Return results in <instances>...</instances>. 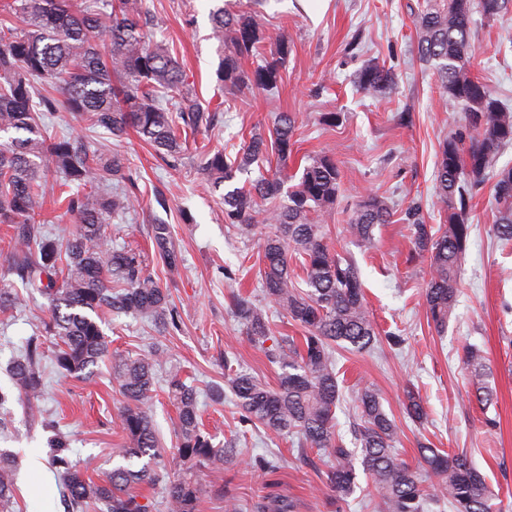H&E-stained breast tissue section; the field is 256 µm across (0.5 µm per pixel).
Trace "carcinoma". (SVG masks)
<instances>
[{
    "instance_id": "cac0c4a2",
    "label": "carcinoma",
    "mask_w": 512,
    "mask_h": 512,
    "mask_svg": "<svg viewBox=\"0 0 512 512\" xmlns=\"http://www.w3.org/2000/svg\"><path fill=\"white\" fill-rule=\"evenodd\" d=\"M511 6L512 0H425L417 16L418 54L437 72L442 94L462 105L472 131L466 147L455 137L440 146L433 206L444 224L436 228L426 223L416 202L405 212L413 256L429 264L425 301L437 329L448 325L456 306L459 267L471 234L470 203L488 181L493 182L497 205L492 231L512 242V166H498L501 151L512 146V111L470 69L476 50L472 15L477 11L494 20ZM0 11L22 20L20 26L0 20V132L25 133L0 143V224L12 229L10 270L49 301L47 318L12 362L13 387L31 411L38 410L44 387L43 345L51 336L57 340L53 362L64 376L92 383L99 361H111L113 380L126 400L120 414L125 442L115 455L126 464L95 480L89 475L95 470L93 460L78 465L56 455L69 512H151V504L139 501L142 485L161 487L168 512H198L205 494L201 475L233 464L237 450L214 445L204 433L196 392L179 370L166 367L162 347L135 358L110 351L99 323L102 314L149 317L167 330L175 327L173 310L167 291L145 274L141 254L112 246L108 219L134 205L126 188L124 159L51 132L44 113L62 107L115 138L133 131L173 166L185 155L177 131L205 132L213 127L216 113L193 94L170 46L146 38L150 18L143 0H4ZM210 20L218 41L216 74L224 91L276 89L292 52L288 34L280 33L265 64L248 73L243 60L259 54L267 39L258 11L218 7ZM356 83L364 94L375 96L391 88L393 72L369 62L357 73ZM294 129V119L283 112L268 134L253 133L235 155L211 150L198 166L207 188L226 187L225 223L243 234L262 236L259 274L264 294L303 330L300 336L273 335L263 311L231 292L229 308L248 340L281 369L277 387L269 388L224 360V385L234 396L241 422L295 438L300 460L312 465L317 459L325 465L324 485L338 502L347 501L359 488L360 467L376 492L372 512H426L444 499L450 512H502L498 496L466 452L421 443L419 472L399 459L396 425L370 386L361 387L354 397L355 448H348L338 432L336 349L368 352L379 336L359 267L331 246L322 224L341 191L336 160L327 154L312 159L303 166L298 183L284 189ZM271 156L278 164L271 177L233 185L237 175ZM54 176L61 185L78 188L60 202L79 222L78 231L61 244L46 237L40 219L42 187ZM283 193L287 203L262 208L263 201ZM390 218L387 203L368 195L352 211L346 232L367 248L375 226ZM152 238L168 270L177 269L181 253L168 226L154 225ZM294 253L303 258L300 280L290 265ZM464 365L484 411L493 396L486 358L470 346ZM160 371L166 373L168 398L178 412L176 471L164 460L146 407ZM407 398V417L423 422L426 410L419 397L410 391ZM13 463L12 454L0 452V512H11L16 495Z\"/></svg>"
}]
</instances>
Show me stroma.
<instances>
[{
  "label": "stroma",
  "instance_id": "stroma-1",
  "mask_svg": "<svg viewBox=\"0 0 512 512\" xmlns=\"http://www.w3.org/2000/svg\"><path fill=\"white\" fill-rule=\"evenodd\" d=\"M234 11L238 0H145L155 40L169 41L178 52L187 81L198 100L218 109L212 132L187 138L179 167L166 164L154 149L136 137L115 140L105 131L92 132L69 112L50 115L55 132L81 138L95 148L112 150L126 159L128 189L138 199L135 211L111 218L114 245L141 252L144 268L167 288L179 326L166 335L155 332L138 316L105 319L103 329L113 348L138 355L162 342L186 384L197 390L205 432L218 442L238 439L237 461L224 470L203 475L207 487L199 512H225L234 498L240 512H256L275 498L292 499L294 512H369L365 494L370 478L359 476V487L345 502L329 499L323 476L301 463L291 437L264 429H241L233 396L214 402L211 386L224 382V361L249 372L267 386H276L280 369L252 345L228 306L230 292L252 295L265 313L274 335H301L277 306L265 299L256 273L259 237L239 234L224 222L221 192L200 183L195 162L203 152L221 148L236 153L256 125L271 127L277 113L295 119L293 139L297 158L288 172L300 175L301 156H332L340 169L342 194L324 216L335 248L351 256L361 269L370 316L380 333L402 338L400 348L382 347L372 354L336 351V370L343 400L336 409L337 428L350 436V398L363 385L373 386L398 426L397 448L411 468H419L418 446L430 441L444 450L466 449L473 464L498 493L504 512H512V245L504 247L492 232L496 204L491 185L472 200L469 245L460 266L458 305L444 333L427 321L424 288L426 263L412 256L413 243L405 210L418 202L428 223L441 224L432 206L435 171L441 142L468 137L469 129L456 102L441 97L433 68L417 53L415 19L423 0H263L259 9L269 36L287 32L293 50L275 92H244L226 97L216 75L218 43L209 13L218 6ZM473 33L481 47L472 71L504 102L512 104V12L497 20H477ZM375 61L394 72L396 85L388 93L369 96L357 90L355 77ZM322 112H337L339 124H317ZM411 115L402 125L397 115ZM387 201L389 223L374 229L371 248L358 247L345 232L348 218L361 197ZM164 216L182 255L177 273H169L155 254L151 215ZM11 231L0 225V284L18 289L24 302L0 313V387L9 386L8 368L20 342L31 336L47 314V301L22 287L6 260ZM234 279H226L225 271ZM477 345L487 358L493 378L492 404L475 405L463 366L464 351ZM418 394L429 419L418 425L404 411L407 391ZM165 378H158L150 404L164 448L174 462L177 412L168 400ZM124 403L110 377V364H99L95 383L65 377L47 367L42 406L45 416L31 418L23 400L7 405L10 425L0 434V450L14 458L17 496L15 512H67L63 490L51 464L57 444L71 460L95 458L100 471L120 464L114 456L124 434L119 411ZM497 421L485 430L481 420ZM277 468L260 473L259 460Z\"/></svg>",
  "mask_w": 512,
  "mask_h": 512
}]
</instances>
